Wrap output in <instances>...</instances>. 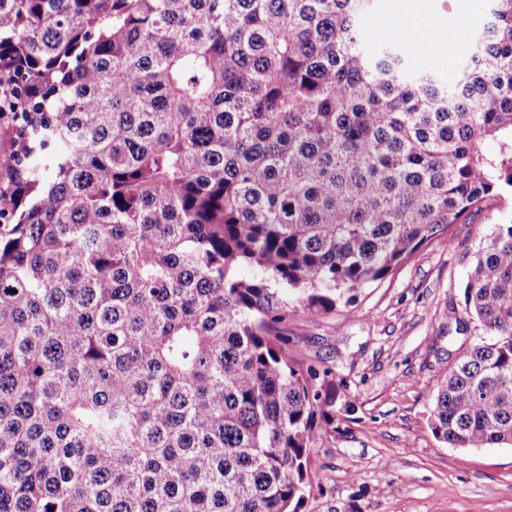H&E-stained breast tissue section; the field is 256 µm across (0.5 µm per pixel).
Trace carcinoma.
<instances>
[{
	"label": "carcinoma",
	"mask_w": 512,
	"mask_h": 512,
	"mask_svg": "<svg viewBox=\"0 0 512 512\" xmlns=\"http://www.w3.org/2000/svg\"><path fill=\"white\" fill-rule=\"evenodd\" d=\"M370 2L0 0V512H300L336 387L283 326L512 191V0L450 83L366 52ZM463 313L430 429L512 447V224Z\"/></svg>",
	"instance_id": "1"
}]
</instances>
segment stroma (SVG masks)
Returning a JSON list of instances; mask_svg holds the SVG:
<instances>
[{"label": "stroma", "instance_id": "obj_1", "mask_svg": "<svg viewBox=\"0 0 512 512\" xmlns=\"http://www.w3.org/2000/svg\"><path fill=\"white\" fill-rule=\"evenodd\" d=\"M489 9V0H375L363 27L405 51L415 38L447 37L449 55L433 64L444 73L465 59ZM509 222L512 194L489 198L355 303L288 324L289 357L327 371L337 391L301 512H512V447L450 448L429 427L438 374L482 335L457 315L472 255Z\"/></svg>", "mask_w": 512, "mask_h": 512}]
</instances>
